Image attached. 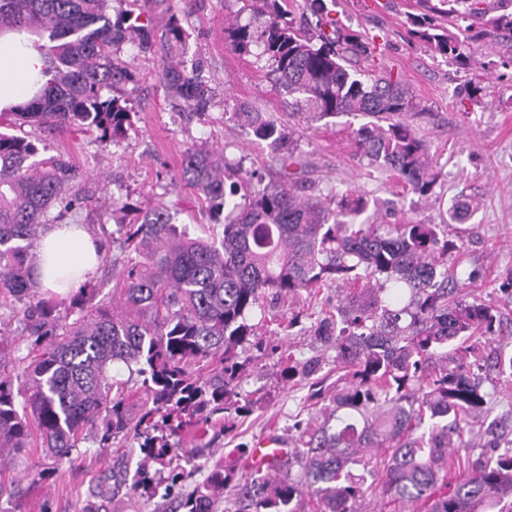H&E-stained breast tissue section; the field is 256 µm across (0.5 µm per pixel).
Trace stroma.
Returning <instances> with one entry per match:
<instances>
[{
	"label": "stroma",
	"mask_w": 512,
	"mask_h": 512,
	"mask_svg": "<svg viewBox=\"0 0 512 512\" xmlns=\"http://www.w3.org/2000/svg\"><path fill=\"white\" fill-rule=\"evenodd\" d=\"M236 0H203L182 24L187 32L180 57L185 67L201 66L215 90L204 118L187 120L159 80L161 53L145 55L137 46L124 45L121 62L135 69L138 80L131 94L134 114L125 138L119 143L100 142L94 133L72 127L45 129L40 133L48 153L67 155L85 175L83 209L66 216L69 224L86 225L104 248L99 270L90 277V307L110 301L118 276L112 267L121 259L117 246L124 236L123 217L116 201L147 210L158 202H174V224L187 226L191 235L213 237L222 231L201 197L187 186H172L187 148L223 154L243 170H259L266 180L279 178L272 161L274 150L256 141L251 130L225 115L224 100L245 102L271 112L292 137L302 160L296 170L299 181L322 188L356 187L377 203L395 202L394 214L378 212L379 223L410 220L440 224L460 194L476 198L474 216L458 225L462 248L460 271L469 273V296L494 304L512 331V54L498 45L474 44L465 27L452 32L467 43L470 59L457 67L432 54L422 42L410 39L407 0H339L336 17L341 26L374 39L380 62L399 71L424 108L413 125L430 145L433 163L441 177L427 197L404 193L400 183L355 156L351 132L361 120L351 115L319 117L310 110L294 111L287 96L274 92L255 55L232 50L224 40V22L236 17ZM490 85V92L468 94L469 86ZM342 293L325 287L301 292L293 299L265 301L263 336L283 337L290 352L303 361L320 352L311 325L335 311ZM278 356L264 359L242 384L243 393L261 390L262 400L252 413L236 418L230 431L210 449L184 466L183 490L201 483L214 465L237 474L252 470L250 457L239 447L254 448L266 436H294V424L317 415L307 399L303 378L285 381ZM141 461L132 441L99 447L90 439L70 458L54 461L43 448L34 446L14 457L0 479L21 482L19 496L0 497V512H173L175 496L150 493L131 495L129 487ZM47 477L31 482L36 471Z\"/></svg>",
	"instance_id": "1"
}]
</instances>
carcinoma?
I'll list each match as a JSON object with an SVG mask.
<instances>
[{"mask_svg":"<svg viewBox=\"0 0 512 512\" xmlns=\"http://www.w3.org/2000/svg\"><path fill=\"white\" fill-rule=\"evenodd\" d=\"M237 2L255 23L226 26L229 46L244 54L259 48L273 90L297 96L296 104L365 118L353 130L356 154L429 196L438 175L430 145L409 121L423 107L402 74L381 66L363 79L350 69L375 47L338 26L328 7L337 0H306L315 21L298 26L286 0ZM417 4L423 12L409 17L412 35L455 62L464 49L445 22L488 13L479 0ZM161 21L162 45L175 56L185 30L173 0H0V32L47 40L48 75L37 95L0 120L79 127L118 142L131 123L125 86L134 75L114 55L133 39L150 51ZM484 28L476 38L512 50V12ZM163 85L189 111H208L212 89L195 70L171 63ZM232 116L260 141L281 140L276 120L245 103L234 104ZM275 161L281 180L266 184L252 173L234 178L223 158L187 149L181 181L224 214L222 236L208 241L178 230L164 203L130 212L127 261L113 288L122 311L103 303L89 314L82 291L68 300L41 293L34 263L51 210L60 218L84 203L81 174L64 155L0 132V296L23 303L28 350L20 374L0 376V448L18 455L37 439L63 460L90 437L103 448L132 437L147 461L165 465L181 452L190 460L193 452L179 444L184 430L203 448L226 419L252 410L239 393L247 353L259 346L248 316L269 295L342 281L353 292L314 327L324 354L301 369L315 378L309 400L331 405L320 424L300 432L288 477L216 468L181 499L179 512H213V493L223 489L232 502L225 512H300L305 497L314 512H365L369 497L422 505L417 512H512V441L493 424L482 448L461 444L465 426L484 421L497 396L484 389L489 377L512 384V341L499 338L498 309L468 298L448 266L456 248L448 225L378 224L366 217V194L297 184L292 149ZM477 209V200L461 195L450 220L462 224ZM329 351L342 382L333 395L317 377ZM118 363L136 365L142 377L136 411L109 375ZM461 449L463 460L455 458ZM456 462L468 473L452 483ZM130 490H152L145 469Z\"/></svg>","mask_w":512,"mask_h":512,"instance_id":"carcinoma-1","label":"carcinoma"}]
</instances>
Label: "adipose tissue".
Segmentation results:
<instances>
[{
    "instance_id": "adipose-tissue-1",
    "label": "adipose tissue",
    "mask_w": 512,
    "mask_h": 512,
    "mask_svg": "<svg viewBox=\"0 0 512 512\" xmlns=\"http://www.w3.org/2000/svg\"><path fill=\"white\" fill-rule=\"evenodd\" d=\"M42 43L28 33L0 37V112L31 99L46 82ZM101 257L98 243L80 224H52L38 248L39 281L64 295L79 288Z\"/></svg>"
}]
</instances>
